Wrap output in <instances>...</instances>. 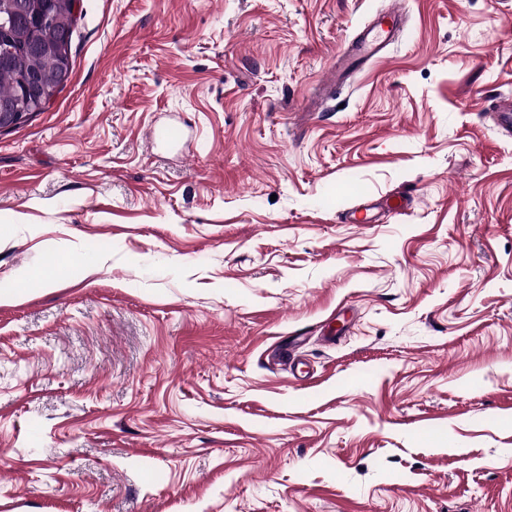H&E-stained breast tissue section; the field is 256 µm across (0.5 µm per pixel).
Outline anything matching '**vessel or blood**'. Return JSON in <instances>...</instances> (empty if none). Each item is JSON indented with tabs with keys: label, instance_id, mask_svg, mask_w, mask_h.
<instances>
[{
	"label": "vessel or blood",
	"instance_id": "1",
	"mask_svg": "<svg viewBox=\"0 0 512 512\" xmlns=\"http://www.w3.org/2000/svg\"><path fill=\"white\" fill-rule=\"evenodd\" d=\"M403 20L401 4L393 0L391 7L378 14L360 34L345 41L327 75L324 94L332 95L335 82L346 81L361 66L383 59Z\"/></svg>",
	"mask_w": 512,
	"mask_h": 512
}]
</instances>
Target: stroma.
Segmentation results:
<instances>
[{"label": "stroma", "mask_w": 512, "mask_h": 512, "mask_svg": "<svg viewBox=\"0 0 512 512\" xmlns=\"http://www.w3.org/2000/svg\"><path fill=\"white\" fill-rule=\"evenodd\" d=\"M391 2L82 0L0 131V512H512V0L309 111ZM30 112L21 109L13 100H0V130L9 129L25 122Z\"/></svg>", "instance_id": "35a3bbf8"}]
</instances>
